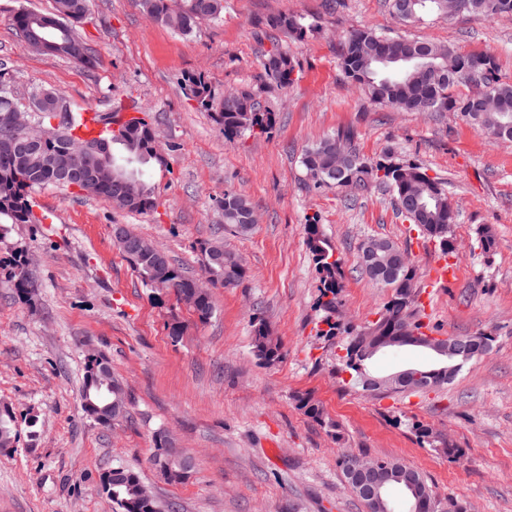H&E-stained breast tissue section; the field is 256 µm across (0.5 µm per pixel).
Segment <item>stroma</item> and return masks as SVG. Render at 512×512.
Segmentation results:
<instances>
[{
  "label": "stroma",
  "mask_w": 512,
  "mask_h": 512,
  "mask_svg": "<svg viewBox=\"0 0 512 512\" xmlns=\"http://www.w3.org/2000/svg\"><path fill=\"white\" fill-rule=\"evenodd\" d=\"M52 6L0 0V84L24 105L45 89L75 112L147 113L163 160L144 175L157 198L153 212L127 213L47 187L33 194L44 223L12 224L0 236V400L36 415L39 431L0 449V512H116L100 478L120 466L139 473L164 512H365L344 483L343 454L414 468L437 498H456L473 512H512V143L490 142L450 112L372 104L339 67L344 37L370 27L491 54L500 82L512 85V17L433 14L406 24L385 0H224L219 19L186 36L151 21L140 0H89L76 26L96 57L87 67L31 51L16 35L14 11ZM276 15L303 18L310 29L300 38L270 29L265 20ZM275 46L296 63L286 87L263 68ZM189 74L220 93L257 91L276 115L270 133L225 139L191 97ZM344 130L354 131L364 159L388 156L448 181L457 211L453 254L403 221L386 187L313 186L304 150ZM228 191L250 200L257 216L251 234L225 227L220 201ZM313 215L341 262L333 337L321 333L319 275L305 232ZM117 224L197 277L200 242L218 241L240 256L247 277L234 288H212L214 315L200 322L173 295L142 284L115 243ZM485 225L497 241L488 253L477 245ZM370 237L408 253L422 319L434 335L492 336L491 350L449 384L371 394L342 371L349 331L378 318L391 297L359 266V247ZM19 254L34 285L30 305L6 283ZM444 257L456 275L428 289L431 266ZM256 318L279 339V362L256 356ZM174 322L183 326L177 343L169 336ZM92 352L109 359L128 394V417L108 427L81 407ZM304 393L336 421L339 436L298 409ZM420 425L458 455L422 442ZM164 435L195 459L182 482H168L152 462Z\"/></svg>",
  "instance_id": "obj_1"
}]
</instances>
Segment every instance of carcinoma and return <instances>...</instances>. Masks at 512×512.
<instances>
[{
	"label": "carcinoma",
	"instance_id": "cac0c4a2",
	"mask_svg": "<svg viewBox=\"0 0 512 512\" xmlns=\"http://www.w3.org/2000/svg\"><path fill=\"white\" fill-rule=\"evenodd\" d=\"M392 13L402 22L423 20L428 14L454 17L452 10L455 0H388ZM464 13L483 14L491 18L512 16V0H463ZM143 11L149 19L173 28L184 35L193 33L207 20H216L224 10V0H181L180 11L172 12L167 0H141ZM39 13L18 10L12 15V24L24 45L33 50L45 37V29L36 22ZM271 29L286 30L303 37L307 25L294 16H274L266 21ZM53 53L68 56L77 62L92 66L95 56L77 38L74 27L56 32ZM344 76L357 84L365 96L374 104L404 112H457L477 132L493 140L512 142V85L499 82L495 75L496 63L487 54H461L452 46L423 40L389 37L372 28L352 32L343 42L339 55ZM266 75L281 87L293 83L295 64L287 52L274 48L263 62ZM485 74L487 83L481 88L490 93L496 105L492 108H474V96L457 99L449 89L461 83L476 84L474 75ZM191 96L224 129V137H239L265 134L271 130L274 113L261 107L257 93L252 89H241L232 99L212 91L211 86L200 75L185 79ZM41 106L28 117L38 125L41 136L34 146L26 140L16 138L23 128L16 124L18 104L8 93L0 90V233L6 224H40L42 219L34 210L32 192L44 187L67 189L69 185L59 180L53 164L56 156L65 152L79 153L87 146L101 150L104 172L89 183L80 186L84 194L102 198L114 207L140 214L148 213L157 206L154 191L143 180V166L151 161H160L157 154V134L152 123L144 117H132L115 130L107 131L100 138H81L74 134L80 114L69 111L58 124H52L57 114L52 112L53 91H44ZM301 163L308 178L316 186L351 188L365 190L370 182L391 189L396 197L397 207L408 206L409 214L403 220L413 224L429 240H448L451 254L455 250L449 236L450 225L456 223L457 212L451 208L448 199V184L433 178L414 164L396 163L388 158L373 163L360 157L352 144L349 133L326 138L306 149ZM224 209V223L238 233L252 230L253 209L247 199L235 192H225L221 202ZM307 244L320 275L321 306L327 312L325 335L334 336L338 324L334 318L338 308V296L342 291L340 262L332 259L334 247L323 236L317 220L307 219L305 224ZM127 234L144 243L149 252L140 260H130L148 287L157 280L187 285L195 277L175 268L164 251L132 230ZM375 248L377 260L389 263L401 249L385 238H369L360 251ZM203 254L214 253L216 260L203 263V271L213 284L226 287L238 286L246 276L241 260L218 243L200 244ZM27 260L14 259L8 274V286L18 297L29 303L30 279L25 275ZM369 278L383 288L393 292V300L384 306L379 319L374 323L382 336L396 332L395 322L409 310V303L402 300L405 295H418L416 270L406 266L392 271L390 278L369 275ZM193 311L202 322L214 314L210 291L201 288L196 294ZM486 347L482 350L463 351L453 348L442 353L430 351V363L418 370L434 375L438 385L452 380L462 365L486 354L492 347L493 338L483 336ZM253 347L257 356L272 364L281 357L277 340L272 336L266 323H253ZM82 409L90 418L108 426L114 421L116 410L125 402V388L122 380L112 371L105 356L87 359L82 386ZM298 409L320 423H325V413L319 402L309 395L297 399ZM29 429V437L36 436L37 420L33 417L19 419L14 407L0 402V448H14L19 442V422ZM154 465L170 482L186 479V469L178 453L158 452L153 457ZM382 465L393 469L397 480L389 483L384 493L394 487L405 491L408 500H413L409 486H414L419 495L434 504L430 512H466V506L459 500H449L443 506L438 502L424 477L416 470L384 460ZM101 490L116 506V512H161L158 501L147 497L139 475L126 468L113 472L112 476L102 475Z\"/></svg>",
	"mask_w": 512,
	"mask_h": 512
}]
</instances>
